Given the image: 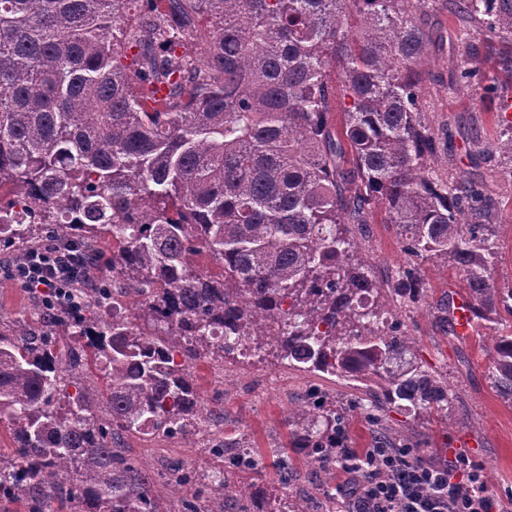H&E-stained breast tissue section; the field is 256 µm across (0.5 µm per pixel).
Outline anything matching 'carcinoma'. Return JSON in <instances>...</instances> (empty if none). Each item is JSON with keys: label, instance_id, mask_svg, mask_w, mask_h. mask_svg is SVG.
Segmentation results:
<instances>
[{"label": "carcinoma", "instance_id": "obj_1", "mask_svg": "<svg viewBox=\"0 0 512 512\" xmlns=\"http://www.w3.org/2000/svg\"><path fill=\"white\" fill-rule=\"evenodd\" d=\"M430 2L0 0V250L50 239L88 254L112 239L98 284L43 306L42 326L0 321L13 442L0 501L160 512L155 479L117 442L193 436L207 418L190 370L201 358L263 351L353 383L373 423L394 406L448 424V382L425 369L393 301L370 302L378 287L351 264L346 228L383 207L407 253L459 269L472 318L512 315V288L492 277L496 199L429 175L443 137L425 120L414 14ZM455 6L512 36V0ZM197 38L199 53L178 51ZM464 54L452 83L494 97L478 49ZM492 149L512 164V123ZM202 254L220 275L196 268ZM388 286L406 307L426 292L414 265ZM488 340L512 405V332ZM288 426L330 472L344 409L313 389ZM197 483L192 465L166 480L178 496Z\"/></svg>", "mask_w": 512, "mask_h": 512}]
</instances>
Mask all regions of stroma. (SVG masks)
Wrapping results in <instances>:
<instances>
[{
  "mask_svg": "<svg viewBox=\"0 0 512 512\" xmlns=\"http://www.w3.org/2000/svg\"><path fill=\"white\" fill-rule=\"evenodd\" d=\"M416 21L431 38L430 75L423 95L425 117L434 129L445 127L453 134L451 161L439 165L437 173L444 178L468 176L497 199L499 236L492 274L498 286L512 287V171L491 149L499 131L496 112L480 102L478 91L449 83V73L461 59L462 43L468 40L479 47V66L495 80L500 97L512 98V79L500 68L508 41L486 34L477 23L456 12L449 0H434L432 10L417 15ZM475 129L490 146L476 157L470 154ZM353 233L356 247L352 259L363 264L377 287H384L398 269L413 262L395 225L375 218L354 225ZM12 262V257L0 254V319L37 322L43 297L13 279ZM417 265L427 293L416 308L399 310L397 317L415 337L423 363L447 380L454 394L451 419L444 426L432 417L410 418L392 408L386 413V423L403 435L404 446L415 449L425 460L444 463L456 453L467 454L484 473L505 512H512V406L495 392L489 375L491 355L480 343L481 337L493 331H512V315L502 311L494 323L475 327L468 336L449 335L442 319L449 300L463 293L462 277L453 265L441 260ZM190 369L209 411L201 432L187 440L130 434L120 443L122 455L154 476L190 464L196 466L203 485H213L219 476L236 486L256 485L262 494L260 512H277L286 497L307 504L311 512H341L343 504L336 487L353 482L354 474L340 469L324 473L304 449L289 447L284 418L308 387L315 385L347 407L345 446L357 451L372 447L379 429L353 407L348 382L273 360L201 359L192 362ZM214 432L222 434L228 444L250 446L256 468L232 469L227 460L211 456L204 444ZM283 458L292 469L284 486L278 483L276 469Z\"/></svg>",
  "mask_w": 512,
  "mask_h": 512,
  "instance_id": "obj_1",
  "label": "stroma"
}]
</instances>
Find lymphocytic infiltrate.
<instances>
[{
	"mask_svg": "<svg viewBox=\"0 0 512 512\" xmlns=\"http://www.w3.org/2000/svg\"><path fill=\"white\" fill-rule=\"evenodd\" d=\"M80 270L76 255L46 247L13 264L12 275L45 300L61 303ZM336 464L360 474L355 483L336 489L346 512H500L482 472L463 453L441 464L413 460L408 448L378 445L356 457L340 448Z\"/></svg>",
	"mask_w": 512,
	"mask_h": 512,
	"instance_id": "1",
	"label": "lymphocytic infiltrate"
}]
</instances>
